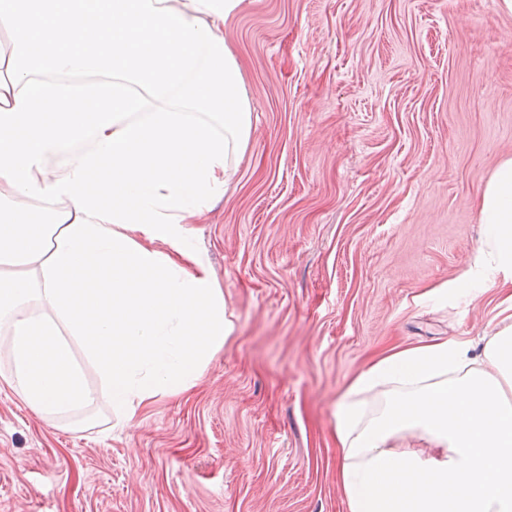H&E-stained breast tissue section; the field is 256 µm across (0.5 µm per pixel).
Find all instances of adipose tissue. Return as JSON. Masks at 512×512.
<instances>
[{"label": "adipose tissue", "mask_w": 512, "mask_h": 512, "mask_svg": "<svg viewBox=\"0 0 512 512\" xmlns=\"http://www.w3.org/2000/svg\"><path fill=\"white\" fill-rule=\"evenodd\" d=\"M243 0H0V356L41 418L130 424L232 331L190 227L252 131L224 22ZM457 293L512 309V157ZM100 377L92 386L84 365ZM349 512H512V323L381 356L334 413Z\"/></svg>", "instance_id": "obj_1"}]
</instances>
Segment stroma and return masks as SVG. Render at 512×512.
<instances>
[{"mask_svg": "<svg viewBox=\"0 0 512 512\" xmlns=\"http://www.w3.org/2000/svg\"><path fill=\"white\" fill-rule=\"evenodd\" d=\"M253 128L191 234L233 332L134 423L42 420L0 378V512H348L338 396L376 357L501 326L474 263L512 157L499 0H245L224 23Z\"/></svg>", "mask_w": 512, "mask_h": 512, "instance_id": "35a3bbf8", "label": "stroma"}]
</instances>
